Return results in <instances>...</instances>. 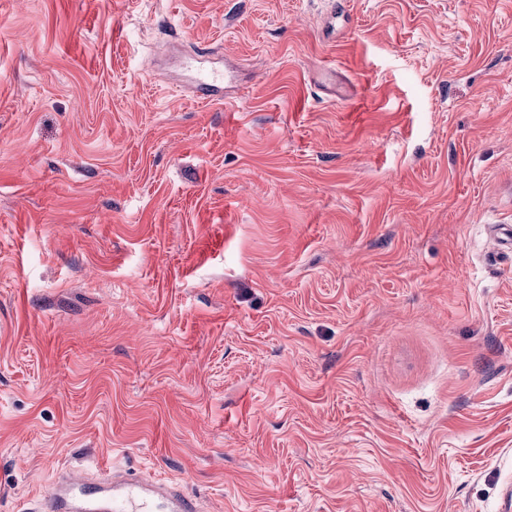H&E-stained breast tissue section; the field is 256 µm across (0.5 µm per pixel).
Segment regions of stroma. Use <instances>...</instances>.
I'll use <instances>...</instances> for the list:
<instances>
[{
    "mask_svg": "<svg viewBox=\"0 0 512 512\" xmlns=\"http://www.w3.org/2000/svg\"><path fill=\"white\" fill-rule=\"evenodd\" d=\"M511 227L512 0H0V512H502ZM31 512H202L196 499L178 486L148 475L112 472L91 484L82 471L67 469Z\"/></svg>",
    "mask_w": 512,
    "mask_h": 512,
    "instance_id": "35a3bbf8",
    "label": "stroma"
}]
</instances>
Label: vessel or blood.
Wrapping results in <instances>:
<instances>
[{
    "mask_svg": "<svg viewBox=\"0 0 512 512\" xmlns=\"http://www.w3.org/2000/svg\"><path fill=\"white\" fill-rule=\"evenodd\" d=\"M32 512H202L196 499L178 486L121 468L98 483L86 474L65 470Z\"/></svg>",
    "mask_w": 512,
    "mask_h": 512,
    "instance_id": "obj_1",
    "label": "vessel or blood"
}]
</instances>
